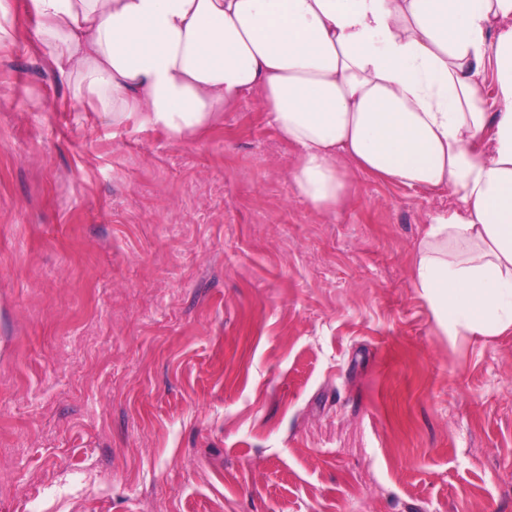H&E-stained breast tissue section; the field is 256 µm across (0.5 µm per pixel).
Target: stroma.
I'll return each instance as SVG.
<instances>
[{"label": "stroma", "instance_id": "35a3bbf8", "mask_svg": "<svg viewBox=\"0 0 512 512\" xmlns=\"http://www.w3.org/2000/svg\"><path fill=\"white\" fill-rule=\"evenodd\" d=\"M0 45V512H512V332L412 279L423 191L319 215L243 99L204 137L101 120Z\"/></svg>", "mask_w": 512, "mask_h": 512}]
</instances>
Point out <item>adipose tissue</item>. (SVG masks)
Here are the masks:
<instances>
[{
  "mask_svg": "<svg viewBox=\"0 0 512 512\" xmlns=\"http://www.w3.org/2000/svg\"><path fill=\"white\" fill-rule=\"evenodd\" d=\"M77 98L175 140L257 98L294 148L298 194L333 216L346 169L460 208L417 245L416 288L449 337L512 330V0H30ZM496 67V111L481 77Z\"/></svg>",
  "mask_w": 512,
  "mask_h": 512,
  "instance_id": "ef3b65f1",
  "label": "adipose tissue"
}]
</instances>
